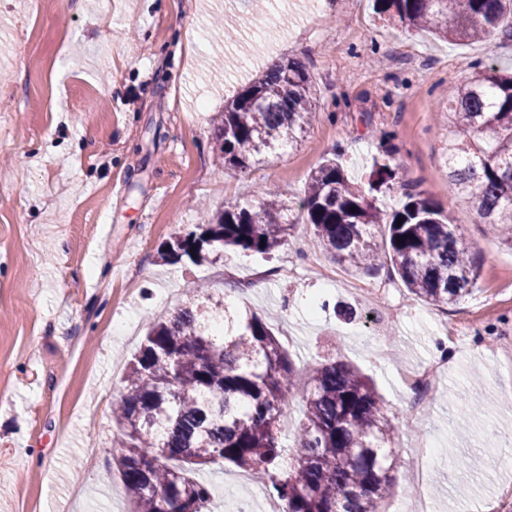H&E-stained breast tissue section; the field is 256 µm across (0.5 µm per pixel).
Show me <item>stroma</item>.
Returning <instances> with one entry per match:
<instances>
[{"label": "stroma", "instance_id": "35a3bbf8", "mask_svg": "<svg viewBox=\"0 0 512 512\" xmlns=\"http://www.w3.org/2000/svg\"><path fill=\"white\" fill-rule=\"evenodd\" d=\"M288 56L316 89L304 132L247 171L219 168L213 118ZM491 65L512 72V40L410 34L371 0H0V512H130L110 468L112 402L148 322L201 281L270 322L296 366L333 356L370 377L402 458L426 445L386 512H409L414 490L431 512H512V250L449 192L437 122L449 88ZM381 132L476 254L473 292L448 309L391 267L352 275L311 245V170L339 152L361 176ZM269 192L292 204L273 258L159 262L200 209ZM361 291L397 311L386 342ZM442 356L428 415L408 418L405 374ZM196 477L211 512L270 510L234 466Z\"/></svg>", "mask_w": 512, "mask_h": 512}]
</instances>
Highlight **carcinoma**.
<instances>
[{"label":"carcinoma","mask_w":512,"mask_h":512,"mask_svg":"<svg viewBox=\"0 0 512 512\" xmlns=\"http://www.w3.org/2000/svg\"><path fill=\"white\" fill-rule=\"evenodd\" d=\"M373 9L408 32L492 41L512 17V0H374ZM312 106L306 65L297 58L275 63L216 117L219 165L245 171L264 151L297 141ZM445 114L449 188L472 199L482 222L512 249V74L491 66L451 88ZM381 148L358 179L339 157L311 171L302 207L313 243L350 272L374 271L385 258L411 295L446 309L470 295L479 265L448 212L391 166L396 146L385 134ZM396 183L410 188L405 202L392 211L376 207L370 195ZM290 229L288 201L261 196L254 205L206 213L166 241L158 258L198 264L226 247L269 256ZM294 378L270 324L230 312L204 285L189 288L151 323L112 408L122 434L112 470L132 512H209L211 490L194 473L216 462L248 472L282 512H381L404 476L382 397L350 364L332 357L312 366L297 455L288 460L277 429Z\"/></svg>","instance_id":"cac0c4a2"}]
</instances>
